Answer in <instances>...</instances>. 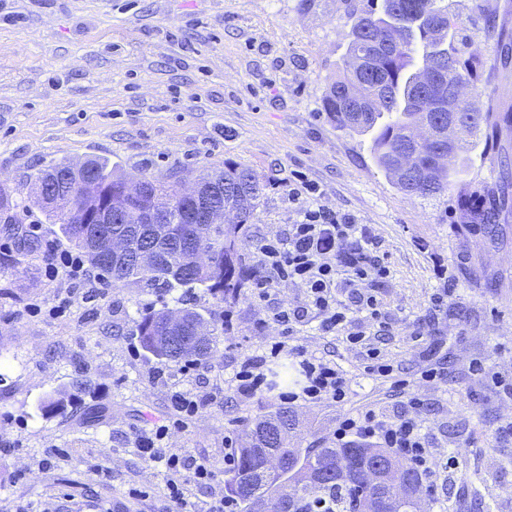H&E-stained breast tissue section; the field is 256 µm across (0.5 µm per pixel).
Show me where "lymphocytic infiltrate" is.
<instances>
[{
  "mask_svg": "<svg viewBox=\"0 0 512 512\" xmlns=\"http://www.w3.org/2000/svg\"><path fill=\"white\" fill-rule=\"evenodd\" d=\"M319 194V186L306 180L300 188L289 189L288 200L297 214L295 224L286 238L266 241L258 248L267 284L289 281L304 290L303 302L279 310L275 315L277 324L288 333L294 326L314 320L319 321L322 331L328 332L347 321L354 312L371 321L378 320L380 315V301L373 286L387 277L388 269L372 254L375 239L370 227L357 223L351 215L317 206L315 200ZM45 273L64 279L68 287L49 309L30 304V315H66L74 290L82 286L87 287L89 295L98 293L97 286L90 283L91 275L82 256L72 251L48 246ZM340 277L351 290L345 302L336 297V280ZM283 357L295 359L301 376L298 389L288 392L277 391L268 377L270 364ZM232 386L244 396L274 394L283 402L305 404L340 403L354 392L351 377L340 365L284 341L271 342L262 354L248 356L236 371ZM170 402L173 418L155 423L136 436L140 457L148 462L164 463L168 496L178 512H235L233 501L225 498L210 507L187 498L188 482L202 485L213 480L212 466L200 457L166 453L161 442L170 427L186 425L196 416L204 408L205 399L188 390H176ZM420 408L421 401L415 397L392 411L374 404L364 405L339 421L336 439L342 443L351 438L378 448L396 449L427 478L430 488H437L445 478L448 465L427 438Z\"/></svg>",
  "mask_w": 512,
  "mask_h": 512,
  "instance_id": "1",
  "label": "lymphocytic infiltrate"
}]
</instances>
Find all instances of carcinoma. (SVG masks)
Here are the masks:
<instances>
[{
  "label": "carcinoma",
  "instance_id": "carcinoma-1",
  "mask_svg": "<svg viewBox=\"0 0 512 512\" xmlns=\"http://www.w3.org/2000/svg\"><path fill=\"white\" fill-rule=\"evenodd\" d=\"M397 24L403 37L397 44L387 40L385 30ZM461 24L458 15L448 11L447 0H382L380 8L371 7L354 15L351 39L339 68L328 85L323 107L336 125L372 139L373 158L377 167L409 197L442 196L455 185L459 166L448 167L440 161L432 146L413 143L410 130L428 120L448 124V92L456 87L468 88L471 98L459 99L457 113L460 125L451 143L444 144L448 155L461 160L476 141L490 138L512 126V112H495L476 103L481 95L477 86L487 71L512 64V30L506 27L489 31V38L499 54L488 57L479 48L460 49L450 39ZM435 70V82L425 88L418 84L419 70ZM413 153V167L404 175L395 173L396 154L402 148ZM93 182L78 188L71 208L49 201L39 203L54 224L64 233L114 288H148L162 294L176 288L191 295L202 286L214 299L230 303L245 295L246 275L239 253L244 228L255 216L263 186L255 173L240 164L226 163L222 168L201 175L206 187L224 193V204L236 212V222L212 226L186 224L181 220V207L174 208L176 221L170 225L168 239L155 246L156 263L149 272L138 269L136 250L151 246L147 239L127 240V251L120 261H112L104 251V232L127 236V230L114 224H80L77 212L90 201L103 204L123 184L118 168L100 158L87 160ZM502 175L496 184L502 198L509 195V156L500 157ZM457 203L465 211L467 224H493L497 211L481 208L457 195ZM189 234L212 260L205 269H197L179 249ZM165 309L154 310L135 322L143 349L167 362L178 364L189 359H203L212 354L216 338L202 345L183 332L171 340L158 335ZM296 425V411L282 406L275 412L254 420L243 430L236 451L235 464L226 481L228 497L238 512H354L355 500L361 492L372 488L361 478L351 484L336 480V468L343 462L354 463L370 446L360 442L342 445L318 443L310 448L290 447V433ZM279 451L293 457L294 493L281 505H272L279 484L288 479V470L270 472L264 455Z\"/></svg>",
  "mask_w": 512,
  "mask_h": 512
}]
</instances>
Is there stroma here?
I'll list each match as a JSON object with an SVG mask.
<instances>
[{
  "instance_id": "35a3bbf8",
  "label": "stroma",
  "mask_w": 512,
  "mask_h": 512,
  "mask_svg": "<svg viewBox=\"0 0 512 512\" xmlns=\"http://www.w3.org/2000/svg\"><path fill=\"white\" fill-rule=\"evenodd\" d=\"M462 32L492 54L489 23L512 29V0H448ZM367 0H0V189L23 206L0 220V512H171L163 464L143 462L140 432L170 417L166 383L150 380L174 364L144 351L136 318L178 308L138 288H106L76 298L61 318L30 316L52 303L63 280L44 274L47 244L68 248L60 225L27 198L37 174L54 163L109 160L128 178L178 172L194 182L206 168L234 161L264 186L241 245L260 274L257 248L283 237L295 215L286 186L295 175L317 183L319 205L354 215L376 238L388 268L377 286L381 318L351 316L335 331L316 325L289 338L339 363L354 380L345 404H301L303 443L334 438L337 421L365 403H423L429 438L455 450L437 496L446 512H512V442L497 429L512 420V398L492 375L512 379V205L497 227L465 224L455 194L407 198L380 172L369 136L337 127L323 110L350 40L349 6ZM498 178L497 154L470 153L460 185L483 190ZM41 227L34 251L20 242ZM451 294L436 309L431 297ZM299 285H273L246 299L217 302L196 290L194 303L217 345L192 382L208 402L172 430L167 451L209 459L215 477L191 485L190 498L224 494V456L247 423L277 400L228 389L243 357L281 335L279 308L302 302ZM362 332L406 380L399 390L362 377ZM482 362L486 376L473 373ZM443 367L427 381L425 363ZM86 386L74 392L71 382ZM146 491L143 499L131 489Z\"/></svg>"
}]
</instances>
